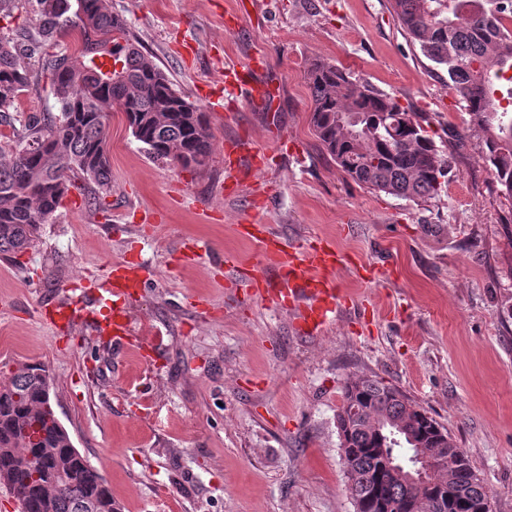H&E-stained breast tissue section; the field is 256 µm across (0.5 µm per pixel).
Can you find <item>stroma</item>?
Returning a JSON list of instances; mask_svg holds the SVG:
<instances>
[{
    "instance_id": "stroma-1",
    "label": "stroma",
    "mask_w": 512,
    "mask_h": 512,
    "mask_svg": "<svg viewBox=\"0 0 512 512\" xmlns=\"http://www.w3.org/2000/svg\"><path fill=\"white\" fill-rule=\"evenodd\" d=\"M108 5L189 101L228 109L210 113L212 153L195 170L153 160L113 110L105 209L70 190L33 247L0 258V385L21 363L47 368L56 415L119 512L160 499L172 512H354L336 412L345 384L369 376L445 425L491 512H512V201L389 0ZM256 55L268 61L258 80L278 89L268 109L222 84L223 67ZM317 61L426 116L450 162L437 196L372 191L322 155L308 122ZM242 136L271 159L231 191L224 146ZM254 219L284 244L326 241L341 256L352 300L319 335L248 287ZM121 258L141 278L125 310L146 365L94 327L47 317L76 292L96 302Z\"/></svg>"
}]
</instances>
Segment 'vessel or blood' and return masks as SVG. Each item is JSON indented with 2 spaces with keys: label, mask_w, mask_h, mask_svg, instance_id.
<instances>
[{
  "label": "vessel or blood",
  "mask_w": 512,
  "mask_h": 512,
  "mask_svg": "<svg viewBox=\"0 0 512 512\" xmlns=\"http://www.w3.org/2000/svg\"><path fill=\"white\" fill-rule=\"evenodd\" d=\"M263 67V61L256 58L245 68L226 67V81L244 86L254 104H265L270 89L255 79ZM224 155L229 177L233 180L239 177L241 159H249L252 169L259 170L266 158L265 153L248 140L226 145ZM256 241L260 246V262L258 269L251 273V288L262 299L281 307L297 309L298 324L305 334H320L331 324L338 309L349 300L348 295L336 285L340 258L335 248L328 243L316 246L306 243L297 245L294 251L289 252L278 239L260 235ZM115 270L111 294L117 302L96 310L93 319L101 330L119 339L126 333L127 314L118 301L133 288L137 272L133 266L121 262L116 263Z\"/></svg>",
  "instance_id": "vessel-or-blood-1"
}]
</instances>
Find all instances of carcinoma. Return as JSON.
<instances>
[{"label":"carcinoma","mask_w":512,"mask_h":512,"mask_svg":"<svg viewBox=\"0 0 512 512\" xmlns=\"http://www.w3.org/2000/svg\"><path fill=\"white\" fill-rule=\"evenodd\" d=\"M39 39L0 36V255L30 248L41 225L81 181L91 187L88 206L101 209L112 191L108 140L110 110L118 106L132 136L157 161L184 169L207 164L211 135L206 113L178 92L166 73L135 41L107 0H34ZM400 24L424 57L446 71L482 134L495 182L512 201V117L495 98V80L512 70V0H390ZM74 11L81 48L46 51ZM38 63L50 81L57 115L27 116L15 127L20 96ZM122 67L103 72L106 61ZM309 123L326 157L371 190L406 199L433 197L448 172L424 127L422 114L330 62L309 70ZM51 378L39 365L21 364L0 387V483L22 512H117L112 489L74 447L51 403ZM347 492L354 512H490V494L468 455L448 430L400 390L358 377L344 390L336 414ZM424 446L452 457L455 470L428 482L402 481L385 459Z\"/></svg>","instance_id":"cac0c4a2"}]
</instances>
